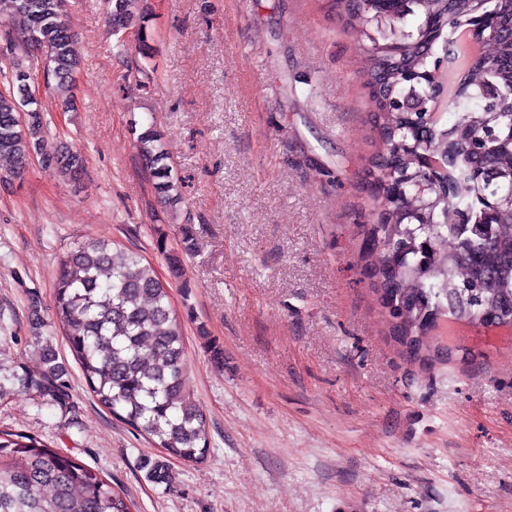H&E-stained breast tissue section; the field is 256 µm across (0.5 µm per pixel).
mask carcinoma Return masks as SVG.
Listing matches in <instances>:
<instances>
[{
  "mask_svg": "<svg viewBox=\"0 0 512 512\" xmlns=\"http://www.w3.org/2000/svg\"><path fill=\"white\" fill-rule=\"evenodd\" d=\"M0 37L20 61L0 92V181L22 176L33 156L71 181L85 159L47 149L42 89L61 111L74 105L83 66L66 24L67 0H12ZM112 33L144 30L140 0H105ZM364 60L371 92L369 160L376 223L364 224L361 272L370 280L388 335L410 362L449 355L440 320L512 330V0H406L381 20L370 0H331ZM449 57L437 72L438 59ZM136 150L161 204L182 202L181 181L155 127ZM170 272L183 254L156 240ZM55 317L85 383L113 415L165 454L197 461L207 422L187 385L183 328L167 287L135 252L99 239L58 262ZM45 405L69 386L49 365L29 377ZM101 474L27 434L0 431V512H132Z\"/></svg>",
  "mask_w": 512,
  "mask_h": 512,
  "instance_id": "1",
  "label": "carcinoma"
}]
</instances>
